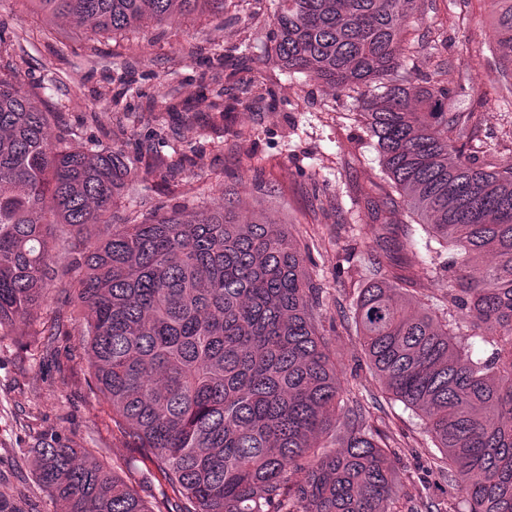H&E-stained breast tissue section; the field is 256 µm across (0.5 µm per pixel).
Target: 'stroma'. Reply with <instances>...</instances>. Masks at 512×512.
Segmentation results:
<instances>
[{"mask_svg":"<svg viewBox=\"0 0 512 512\" xmlns=\"http://www.w3.org/2000/svg\"><path fill=\"white\" fill-rule=\"evenodd\" d=\"M274 9V0H224L112 35L49 20L25 0H0V72L58 113L52 140L163 157L131 182L117 216L183 205L204 214L227 191L239 215L262 210L287 224L311 255L346 397H376V426L404 444L395 462L400 507L450 512L460 493L433 466L435 448L418 416L386 397L352 309L358 273L377 255L414 275L419 298L437 295L439 286L419 273V257L405 245L406 214L389 224L371 216L402 200L368 146L354 99L305 75L286 76L271 61ZM496 9L495 0H422L411 21L418 47L403 61L413 77L448 89L449 111L472 115L469 151L502 169L512 166V84L499 77ZM69 282L57 276L23 335L0 336V505L49 512L26 451L55 439L117 471L138 469L141 495L161 505L171 489L116 428L79 329L66 321ZM56 319L62 331L44 334Z\"/></svg>","mask_w":512,"mask_h":512,"instance_id":"obj_1","label":"stroma"}]
</instances>
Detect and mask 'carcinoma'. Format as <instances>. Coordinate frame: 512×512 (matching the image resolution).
<instances>
[{
	"label": "carcinoma",
	"mask_w": 512,
	"mask_h": 512,
	"mask_svg": "<svg viewBox=\"0 0 512 512\" xmlns=\"http://www.w3.org/2000/svg\"><path fill=\"white\" fill-rule=\"evenodd\" d=\"M54 19L116 33L204 0H34ZM419 0H278L272 60L356 91L369 145L415 223L431 302L382 259L357 281L354 323L388 394L421 419L466 512H512V168L459 144L448 90L403 68ZM492 26L512 65V0ZM45 112L0 74V334L39 307L51 239L77 271L72 317L125 436L157 459L177 512H398L399 443L370 408L341 405L319 288L284 225L224 200L199 220L113 208L138 176L122 151L48 138ZM451 263L438 262L441 250ZM53 512H163L82 448L30 450Z\"/></svg>",
	"instance_id": "1"
}]
</instances>
